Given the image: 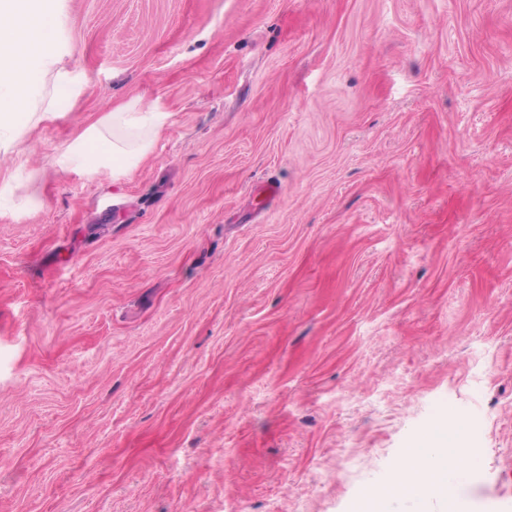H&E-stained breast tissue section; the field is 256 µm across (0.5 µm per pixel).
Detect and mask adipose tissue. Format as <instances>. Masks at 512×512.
<instances>
[{"label": "adipose tissue", "instance_id": "ef3b65f1", "mask_svg": "<svg viewBox=\"0 0 512 512\" xmlns=\"http://www.w3.org/2000/svg\"><path fill=\"white\" fill-rule=\"evenodd\" d=\"M65 0H0V153L29 156L27 129L62 115L56 97L64 90L69 101L83 91L78 69L64 65L66 47L59 32ZM169 118L158 104L137 101L117 106L105 123L89 128L54 157L58 172L94 175L110 172L127 177L150 150ZM435 452L416 446L403 457L392 485L412 487L421 498L447 499L428 468Z\"/></svg>", "mask_w": 512, "mask_h": 512}]
</instances>
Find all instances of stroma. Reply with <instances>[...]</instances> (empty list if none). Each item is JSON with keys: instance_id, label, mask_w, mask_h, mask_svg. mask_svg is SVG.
<instances>
[{"instance_id": "obj_1", "label": "stroma", "mask_w": 512, "mask_h": 512, "mask_svg": "<svg viewBox=\"0 0 512 512\" xmlns=\"http://www.w3.org/2000/svg\"><path fill=\"white\" fill-rule=\"evenodd\" d=\"M0 212V512H355L448 447L512 512V0H66ZM170 114L119 181L55 152ZM276 182L266 200L259 188Z\"/></svg>"}]
</instances>
